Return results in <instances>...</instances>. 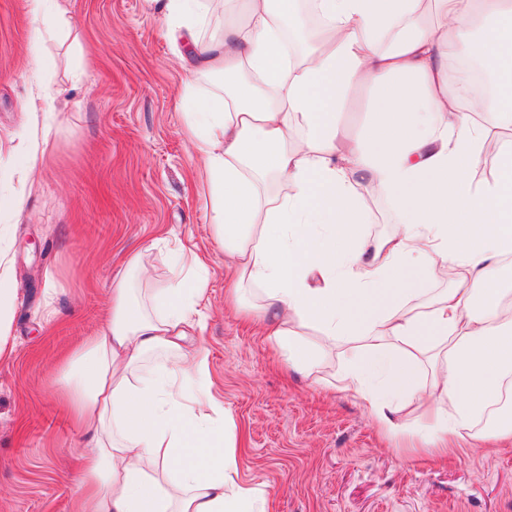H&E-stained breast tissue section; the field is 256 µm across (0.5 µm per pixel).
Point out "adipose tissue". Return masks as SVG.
I'll return each mask as SVG.
<instances>
[{
    "mask_svg": "<svg viewBox=\"0 0 512 512\" xmlns=\"http://www.w3.org/2000/svg\"><path fill=\"white\" fill-rule=\"evenodd\" d=\"M36 38L69 33L60 0H27ZM166 0L173 36L193 56L185 135L197 154L215 236L232 260L230 297L259 321L288 365L318 372L331 346L352 343L334 386L388 435L420 408V449L512 437V303L497 270L512 255V148L499 171L468 173L489 140L512 129V0H311L326 24L295 59L284 22L298 0ZM224 15L218 37L198 31ZM492 75L489 120L463 106L454 58ZM223 90L197 95L198 77ZM367 89L370 119L355 137L338 120ZM385 196L397 230L376 243L355 185ZM179 274L160 286L129 252L111 281L104 322L62 365L57 389L84 428L87 457L76 512H265L239 478L235 423L211 390L197 306L206 262L172 249ZM456 286L425 308L407 305L423 281ZM317 340L303 339V330ZM169 359L152 370V355ZM429 367L428 386L419 382Z\"/></svg>",
    "mask_w": 512,
    "mask_h": 512,
    "instance_id": "obj_1",
    "label": "adipose tissue"
}]
</instances>
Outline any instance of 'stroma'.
I'll return each instance as SVG.
<instances>
[{"instance_id": "35a3bbf8", "label": "stroma", "mask_w": 512, "mask_h": 512, "mask_svg": "<svg viewBox=\"0 0 512 512\" xmlns=\"http://www.w3.org/2000/svg\"><path fill=\"white\" fill-rule=\"evenodd\" d=\"M72 39L33 42L27 0H0V254L18 289L0 360V512H72L83 437L55 389L67 352L94 332L125 254L171 276L166 248L208 267L198 309L213 391L234 417L239 475L267 512H512V440L412 456L332 382L286 367L252 318L227 312L229 258L204 207L181 103L186 44L153 0H63ZM59 95L30 111L34 57ZM43 164L20 173L31 136ZM22 199L21 209L10 202Z\"/></svg>"}]
</instances>
